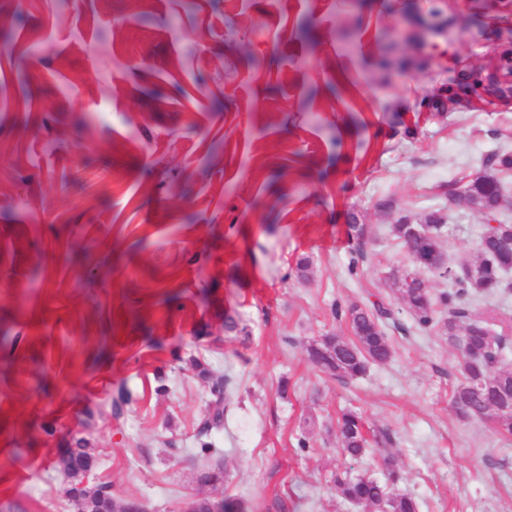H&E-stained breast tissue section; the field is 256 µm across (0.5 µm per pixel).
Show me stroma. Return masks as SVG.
I'll list each match as a JSON object with an SVG mask.
<instances>
[{
    "mask_svg": "<svg viewBox=\"0 0 512 512\" xmlns=\"http://www.w3.org/2000/svg\"><path fill=\"white\" fill-rule=\"evenodd\" d=\"M431 8L0 0V512H76L58 455L82 445L116 502L145 512L197 492L246 512H367L336 475L382 477L387 457L419 512H512V437L450 407L460 357L441 332L397 300L391 362L342 381L306 351L349 335L335 303L385 293L406 264L393 224L439 214L449 265L477 256L488 219L447 184L512 154V102L425 110L456 81L420 44ZM441 17L468 72L512 42L504 0H448ZM354 222L369 231L356 282ZM344 407L388 442L344 458ZM215 469L223 483H199ZM226 385L214 387L212 389L213 400L211 403V411L205 416L198 425V433L200 436H206L213 429L224 424V389Z\"/></svg>",
    "mask_w": 512,
    "mask_h": 512,
    "instance_id": "35a3bbf8",
    "label": "stroma"
}]
</instances>
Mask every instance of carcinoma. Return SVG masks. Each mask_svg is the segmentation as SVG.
<instances>
[{"label":"carcinoma","mask_w":512,"mask_h":512,"mask_svg":"<svg viewBox=\"0 0 512 512\" xmlns=\"http://www.w3.org/2000/svg\"><path fill=\"white\" fill-rule=\"evenodd\" d=\"M495 162L512 170V155H493L487 159L486 169L477 173L464 190H459L457 182H448V196L463 194L471 209L494 215L506 203L500 182L491 170ZM426 223L429 235L416 238L410 236L409 225H391V233L405 249L411 267L424 264L442 251L444 224L435 214L428 215ZM349 230L347 273L354 279L366 259L369 239L365 224H351ZM476 251V260L461 270L450 267L439 274L448 280V289L437 294L430 291L425 279L415 288L403 287L401 267L389 272L386 288L398 294L418 329L440 328L448 345L461 354L460 377L449 392V402L457 414L467 419L491 415L497 430L512 436V369L502 367L500 356L512 335V317L495 311L479 316L470 306L473 298L497 293L504 275L512 271V224L485 225ZM334 314L348 323L352 335L331 333L309 346V357L321 371L338 379H353L365 374L370 365L386 364L394 358L385 329V322L394 317V309L386 297L379 294L373 300L338 304ZM212 396L211 411L198 425L201 436L224 424V387L213 388ZM337 444L349 459L361 458L368 452V427L361 413L350 409L341 413ZM397 480L398 471L391 466L387 467L384 481L345 471L336 475V487L346 500L359 507L376 508L379 512H417L412 497L394 493Z\"/></svg>","instance_id":"obj_1"}]
</instances>
